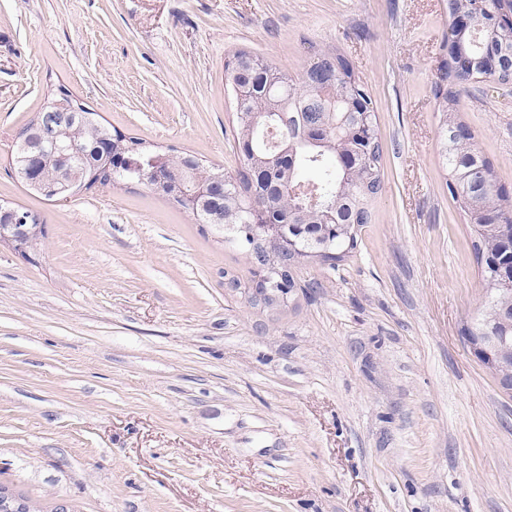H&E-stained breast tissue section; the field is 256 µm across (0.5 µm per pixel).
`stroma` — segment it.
Listing matches in <instances>:
<instances>
[{"instance_id": "stroma-1", "label": "stroma", "mask_w": 512, "mask_h": 512, "mask_svg": "<svg viewBox=\"0 0 512 512\" xmlns=\"http://www.w3.org/2000/svg\"><path fill=\"white\" fill-rule=\"evenodd\" d=\"M446 0H0V485L34 512H512V399L463 336L486 299L439 164ZM369 90L384 189L356 248L254 302L237 244L135 180L65 201L12 150L65 86L101 123L235 173L224 68L299 78L316 49ZM458 117L512 195V83ZM1 212L8 216L7 225L0 229V244L7 243L11 246L13 251L19 256L32 259L36 252H29L38 249L44 236H34L40 233V230L45 231V226L41 225L40 217L27 210H21L14 207H0ZM24 243L25 249L23 250L17 241L24 237L32 236Z\"/></svg>"}]
</instances>
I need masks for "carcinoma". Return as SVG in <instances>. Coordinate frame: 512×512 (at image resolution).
Instances as JSON below:
<instances>
[{"mask_svg": "<svg viewBox=\"0 0 512 512\" xmlns=\"http://www.w3.org/2000/svg\"><path fill=\"white\" fill-rule=\"evenodd\" d=\"M447 8L451 16L460 10L468 12L472 27L465 35L450 32L457 46L458 67L451 74L443 72L441 81H512V35H491L486 30L492 13L504 8L512 12V0H447ZM263 65L261 70L238 72L230 63L225 66V81L243 87L235 94L238 144L252 145V152L242 156L237 175L182 153L169 157L168 182L145 179L143 183L192 213L197 223L210 231L223 237L232 235L263 276L271 279L269 287H279L278 281L284 278L294 289L296 269L310 259L329 265L342 260L354 248L359 228L370 223L373 204L382 190V145L377 136L367 140L359 135L363 126L377 127V116L369 92L340 56L316 53L296 82L272 63L265 61ZM320 76L336 84L333 112L315 92ZM456 99L457 92L451 88L435 94L440 112L439 159L447 182L456 186L450 194L468 213L478 205L498 220L480 225L472 242L482 263L487 300L471 333L507 337L501 350L512 359V290L492 289L496 272L493 261L500 256L501 239L512 234V200L497 188L495 171L474 144L473 136L462 134L464 124L455 120L450 109ZM60 100L79 108L75 113H64L63 120L65 142L79 151L77 157L64 163L45 154L42 135L34 132L33 120L15 144V171L23 173L35 167L33 180L26 185L37 193L53 187L64 197L75 189L88 190L128 178L125 169L107 166L106 151L140 160L157 154L141 139L96 122L92 112L62 86L42 112L58 110L54 102ZM257 113L273 115L282 159H273L272 146L250 122V116ZM218 174L222 185L211 188L205 201L189 207L176 197V188L189 192L197 182H212ZM258 218L284 225L293 241H267L255 223Z\"/></svg>", "mask_w": 512, "mask_h": 512, "instance_id": "obj_1", "label": "carcinoma"}]
</instances>
